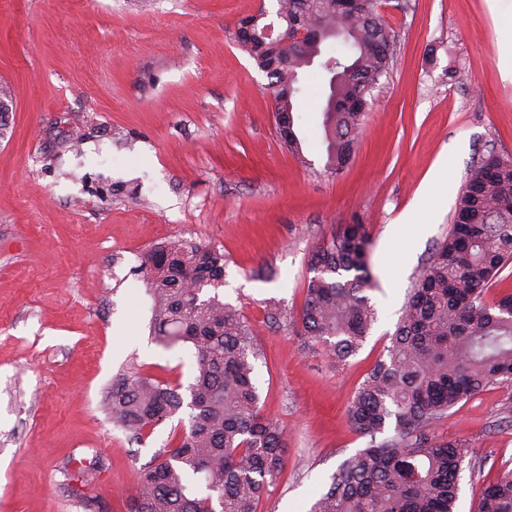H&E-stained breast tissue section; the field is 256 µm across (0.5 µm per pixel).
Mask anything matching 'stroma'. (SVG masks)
<instances>
[{
	"mask_svg": "<svg viewBox=\"0 0 512 512\" xmlns=\"http://www.w3.org/2000/svg\"><path fill=\"white\" fill-rule=\"evenodd\" d=\"M276 0H0V512H128L138 470L187 412L131 441L105 405L120 373L192 382L191 346L150 335L141 254L168 239L223 250L219 295L254 336L262 414L286 467L259 512H310L371 439L347 407L384 356L407 294L489 153L512 155V42L490 0L385 7L396 43L356 152L326 172L319 66L298 97L301 155L283 143L265 71L233 39ZM404 237L391 225L411 211ZM371 240L370 335L346 364L301 333L308 251L341 226ZM472 467L456 512L512 469V385L435 421Z\"/></svg>",
	"mask_w": 512,
	"mask_h": 512,
	"instance_id": "1",
	"label": "stroma"
}]
</instances>
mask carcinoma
Returning a JSON list of instances; mask_svg holds the SVG:
<instances>
[{
    "instance_id": "obj_1",
    "label": "carcinoma",
    "mask_w": 512,
    "mask_h": 512,
    "mask_svg": "<svg viewBox=\"0 0 512 512\" xmlns=\"http://www.w3.org/2000/svg\"><path fill=\"white\" fill-rule=\"evenodd\" d=\"M341 0H277L278 12L320 34L312 49L281 47L255 29L235 35L266 71L286 144L302 153L295 101L310 55L324 64L353 56L336 71L323 106L331 173L349 162L373 92L387 75L396 41L376 9L361 0L351 13ZM348 31L336 42L332 31ZM362 224H347L309 251L299 322L302 332L338 363L361 348L374 321ZM512 261V157L489 155L460 190L448 238L422 272L387 347L354 393L347 416L353 429L395 436L347 458L310 512H455L460 473L471 463L464 443L430 437L426 428L489 383L512 384V294L490 304L489 283ZM140 268L153 299L151 330L173 348L188 344L197 368L184 398L181 385L129 371L112 383V417L140 442L180 411L188 425L159 449L137 476L129 512H258L268 487L283 473L285 431L262 416L255 384L254 337L240 314L224 304V253L217 247L169 240L147 250ZM474 512H512V470L484 488Z\"/></svg>"
}]
</instances>
